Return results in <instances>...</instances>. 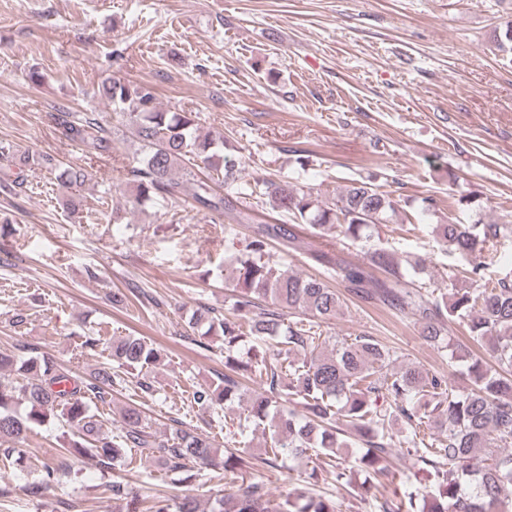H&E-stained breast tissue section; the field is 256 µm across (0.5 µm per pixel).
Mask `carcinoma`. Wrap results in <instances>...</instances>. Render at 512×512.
Returning a JSON list of instances; mask_svg holds the SVG:
<instances>
[{
    "mask_svg": "<svg viewBox=\"0 0 512 512\" xmlns=\"http://www.w3.org/2000/svg\"><path fill=\"white\" fill-rule=\"evenodd\" d=\"M100 92L141 143V157L128 171L136 201L167 204L191 198L231 212L233 199L245 195L273 204L319 238L341 237L346 247L363 250L367 262L338 260L332 263L336 277L418 320L426 341L450 351L451 363L465 366L471 387L457 389L451 376L413 362L393 367L396 352L366 333L326 350L321 324L336 319L345 300L322 277L280 272L270 242L280 239L295 250L298 238L282 224H262L225 269V278L239 286L231 310L248 315L247 324L200 306L188 326L202 338L224 341V376L195 390L194 403L202 409L243 407L239 428L259 431L269 440L264 456L245 448L223 450L215 438L182 428L159 435L136 404L121 409V424L113 430L91 406L112 395L118 379L112 368L80 374L39 351L28 356L0 352V374L15 375L11 385L0 384V445L12 444L5 452L18 450L33 426L50 421L61 429L66 454L93 460L102 474L132 449L162 462L184 481L193 478V462L222 468L233 490L214 499L210 512H338L335 500L308 495L317 473L332 474L341 486L361 474L365 489L373 479L391 475L388 460L398 449L405 472L432 477L421 512H512V498L504 495L512 488V272L486 286L489 260L499 239L512 234V223L465 224L450 216L434 225V241L453 261L450 275L462 269L473 287L423 286L431 279L425 260L405 269L393 249L372 243V230L393 223L399 212L400 200L393 194L354 180L329 203L315 197L311 187L270 176L238 183L222 156L224 137L200 138L195 115L161 109L153 86L112 80ZM52 119L60 138L99 154L112 151V134L94 113L57 112ZM199 160L224 171V195L212 194L191 171ZM177 170L183 171L179 179L174 178ZM56 171L65 187L88 177L83 168L60 165ZM372 268L386 273V279L373 280ZM452 321L466 327L468 343H450L446 323ZM274 344L286 346L288 364L268 361ZM111 357L120 367L141 370L155 365L160 351L145 337L128 335L112 342ZM245 376L259 379L260 388L245 390ZM290 404L303 412L289 409ZM481 456L486 464L474 466ZM284 459L312 463L308 471L288 466L294 487L286 497L270 498L259 482L237 484L242 470L255 463L275 466ZM66 471L63 458L44 465L30 492L39 494ZM407 484L394 486L379 512H404L405 504H413ZM148 512L201 510L190 496L175 506L157 497Z\"/></svg>",
    "mask_w": 512,
    "mask_h": 512,
    "instance_id": "1",
    "label": "carcinoma"
}]
</instances>
